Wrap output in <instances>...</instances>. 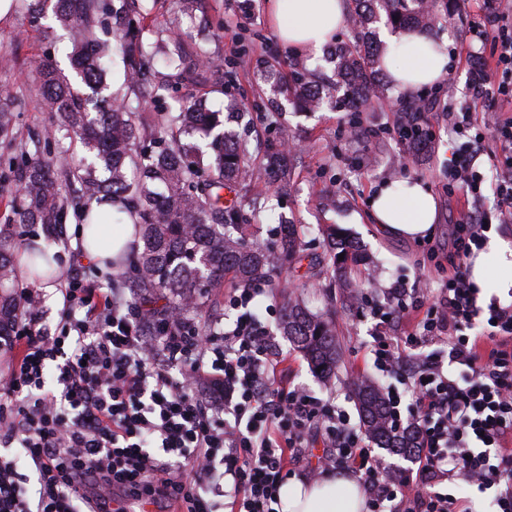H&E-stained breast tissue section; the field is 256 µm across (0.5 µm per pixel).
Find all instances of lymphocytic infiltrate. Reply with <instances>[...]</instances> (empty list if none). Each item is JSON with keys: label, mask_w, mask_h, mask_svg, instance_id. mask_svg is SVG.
Listing matches in <instances>:
<instances>
[{"label": "lymphocytic infiltrate", "mask_w": 512, "mask_h": 512, "mask_svg": "<svg viewBox=\"0 0 512 512\" xmlns=\"http://www.w3.org/2000/svg\"><path fill=\"white\" fill-rule=\"evenodd\" d=\"M507 11L512 0H489L482 21L461 22L462 52H482L471 65L474 103L445 107L459 139L448 191L468 204L452 226L448 278L429 301L401 284L360 296L379 326L375 365L406 382L385 404L392 428L419 435L413 468L384 467L348 413L280 378L272 338L248 312L254 289L228 298L231 329L204 331L68 271L56 328L42 324L33 289L18 291L11 370L0 381V512H111L122 497L216 512L227 477L234 512H276L292 466L350 470L368 512H473L449 490L460 481L493 491L495 512H512V303L478 306L466 272L492 225L512 222ZM487 162L503 166L491 188ZM432 342L447 345V358L425 352Z\"/></svg>", "instance_id": "lymphocytic-infiltrate-1"}]
</instances>
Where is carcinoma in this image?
Returning <instances> with one entry per match:
<instances>
[{"label": "carcinoma", "instance_id": "1", "mask_svg": "<svg viewBox=\"0 0 512 512\" xmlns=\"http://www.w3.org/2000/svg\"><path fill=\"white\" fill-rule=\"evenodd\" d=\"M32 15L36 22L52 12L71 35L69 60L75 79L86 87L74 88L69 77L57 67L36 64L40 101L58 116L56 132L79 143L82 155L64 162L39 158L40 140L33 141L34 153L22 155L17 191L11 198L13 221L39 224L49 241L55 240L68 203L83 208L101 195L128 198L131 213L142 226L143 246L124 262L134 272L133 301H165V311L185 316L201 308L203 299L224 287V276L232 274L241 287L271 281L276 264L291 261L301 252L302 243L294 225L281 224L265 242L244 237V216L237 203L224 204L221 192L232 188L255 170L288 178V153L281 148L267 152L260 162L250 155L248 144L236 136L214 133L217 115L201 100L179 102L176 111L156 118L157 127L170 139L146 149L140 125L127 96L110 91L106 59L119 53L129 59L144 56V47L135 38L134 20L113 35L100 37L102 0H39ZM349 18L355 19L351 38L336 47L333 62L336 82L317 89L311 87L305 67L288 63L292 78L283 84L278 70L265 71L262 81L287 100L301 103L311 111L324 107H346L352 95L365 98L368 108L384 107L376 83V53L369 46L371 26L381 17L400 28L428 27L448 15V0H350ZM193 51L182 37L171 38L165 57V71L141 66L127 75L128 89L146 102L157 104L170 91V78L183 69ZM13 94L0 92V141H12ZM214 136V163L181 135ZM16 246L12 233L0 230V332L9 330L19 316L17 286L14 283L11 252ZM29 272L35 279L55 273L46 252L29 247ZM358 251L356 242L333 229L328 236L326 259L333 276L347 278L348 257ZM343 259H338V255ZM283 330L314 367L328 373L336 368L339 356L334 331L324 318L305 310L291 297L283 302ZM361 426L380 448L408 455L416 439L395 438L385 419L383 392L360 382L355 386Z\"/></svg>", "mask_w": 512, "mask_h": 512}]
</instances>
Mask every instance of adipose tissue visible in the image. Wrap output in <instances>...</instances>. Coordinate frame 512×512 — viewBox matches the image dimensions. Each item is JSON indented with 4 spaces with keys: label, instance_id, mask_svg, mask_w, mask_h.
<instances>
[{
    "label": "adipose tissue",
    "instance_id": "ef3b65f1",
    "mask_svg": "<svg viewBox=\"0 0 512 512\" xmlns=\"http://www.w3.org/2000/svg\"><path fill=\"white\" fill-rule=\"evenodd\" d=\"M269 19L280 40L301 53L317 54L332 40L344 22V0H267ZM388 52L384 68L393 85L411 92L438 81L445 73L448 52L444 44L424 33L406 30L386 35ZM115 211L111 201L93 203V221L81 224L79 239L88 259L107 265L112 257L130 252L139 244L140 228L125 222L122 231L106 227ZM372 215L379 230L418 240L428 235L437 218L436 204L420 182L403 179L384 184L372 200ZM497 276L498 300L512 303V243L493 238L487 250L469 261V276L484 288ZM281 512H366V495L351 475H326L313 482L297 479L280 489Z\"/></svg>",
    "mask_w": 512,
    "mask_h": 512
}]
</instances>
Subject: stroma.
Listing matches in <instances>:
<instances>
[{"label": "stroma", "mask_w": 512, "mask_h": 512, "mask_svg": "<svg viewBox=\"0 0 512 512\" xmlns=\"http://www.w3.org/2000/svg\"><path fill=\"white\" fill-rule=\"evenodd\" d=\"M34 0H12L11 13L0 18V49L10 53L14 65L0 70V84L14 88L18 100L14 104L17 144L0 146V225L10 216V194L16 187V169L21 162L20 143L41 137L44 156L59 159L79 154L80 148L64 135L47 137V130L56 128L54 113L44 111L38 100L34 81V65L49 61L62 72H69L70 44L65 31L52 18H44L38 26H30L25 15ZM137 16L145 50L155 59L167 52V34L181 28L191 48L206 52L221 61H231V69H213L194 63L182 78L173 80L170 94L177 99H200L210 111L221 113L225 129L247 138L256 154H263L270 145L293 138L302 145L291 154L290 178L275 187L261 178L238 186L234 196L242 208L253 202L266 203L260 221L254 222L250 233L267 239L280 216L297 224L305 258L294 269L282 271L281 279L289 291L262 285L249 308L268 328L277 349L288 357L294 382L310 387L317 396L333 392L337 404L349 414H356L352 390L348 385L352 374L392 385V378L383 376L373 364L370 347L373 343L374 321L361 304L353 288L344 287L322 266L325 252L323 235L329 227L345 231L357 241L362 260L355 265V284L376 280L379 287L393 282L405 283L424 296H432L438 288L442 270L428 261L426 251L438 247L448 250V233L458 212L464 207L459 195H448L443 172L455 147L448 120L443 112L431 113L433 139L423 153L405 154L386 131L399 110L409 101L407 93L388 88L389 105L382 112L361 115L360 135H351L349 113L323 110L304 112L284 98L266 90L261 76L272 58L287 59L290 47L282 43L270 26L264 0H257L253 10L243 7V0H195L191 13L176 9L173 0H140ZM239 25L242 39L240 54H233L226 21ZM429 37L447 42L450 48L448 73L441 80L436 96L441 102L461 104L471 100L468 67L459 63L455 48L460 34L458 18L436 23L428 29ZM407 176L421 180L437 203V221L433 231L419 241L384 235L377 227L371 199L380 183ZM77 207H68L61 235L54 249L56 264L62 269L76 268L86 272L97 287H110L120 278V269L106 270L88 260L76 239L74 220ZM301 301L311 312L331 314L341 351V363L330 379H323L298 350L280 326L284 295Z\"/></svg>", "instance_id": "35a3bbf8"}]
</instances>
